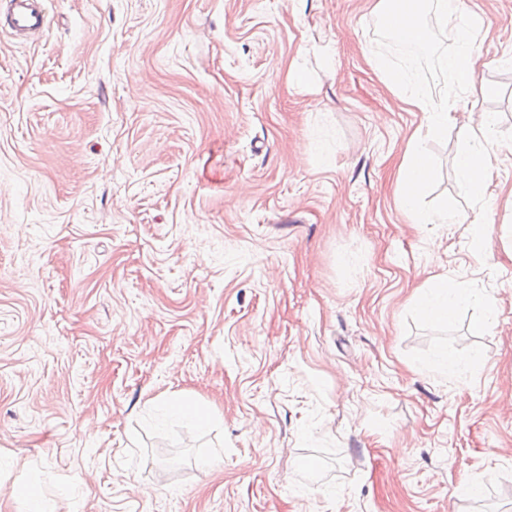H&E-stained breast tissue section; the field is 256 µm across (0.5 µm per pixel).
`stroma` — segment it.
Listing matches in <instances>:
<instances>
[{"mask_svg":"<svg viewBox=\"0 0 512 512\" xmlns=\"http://www.w3.org/2000/svg\"><path fill=\"white\" fill-rule=\"evenodd\" d=\"M46 6L0 28V512H512V0H463L489 92L425 143L423 206L488 217L478 243L398 209L423 116L373 67L443 99L455 29L419 56L374 0ZM486 113L484 199L455 158ZM441 277L495 299L488 333L413 311ZM178 395L210 425L164 420ZM0 12H4L9 29L16 35L43 32L48 25L43 0H3Z\"/></svg>","mask_w":512,"mask_h":512,"instance_id":"35a3bbf8","label":"stroma"}]
</instances>
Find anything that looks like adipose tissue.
<instances>
[{
    "mask_svg": "<svg viewBox=\"0 0 512 512\" xmlns=\"http://www.w3.org/2000/svg\"><path fill=\"white\" fill-rule=\"evenodd\" d=\"M375 11L381 22L399 41L414 43L425 36L426 15H434L441 26L456 25L459 16V0H378ZM461 44L458 51L449 56L444 67L452 78L453 87L472 93H485V85L477 83L475 71L480 56L472 47V33L463 28L459 31ZM375 68L381 78L405 102L423 114V122L417 134L411 138L405 151L398 174L396 201L399 209L417 224L469 223L474 238H482L485 225L469 220L467 215L448 210L430 214L420 210L418 199L434 174L433 161L423 147L424 140L438 139L448 131V115L454 108L452 99L435 102L412 90L407 72H393L383 61H376ZM492 119H484L473 136V142L456 160V177L461 189L470 194L485 193L491 178L492 159L485 142L492 134ZM412 304L427 320L448 324L454 319L460 306L476 304L484 309V316L475 322L476 331L490 330L497 314L492 297L482 295L444 279L425 283L414 295Z\"/></svg>",
    "mask_w": 512,
    "mask_h": 512,
    "instance_id": "adipose-tissue-1",
    "label": "adipose tissue"
}]
</instances>
